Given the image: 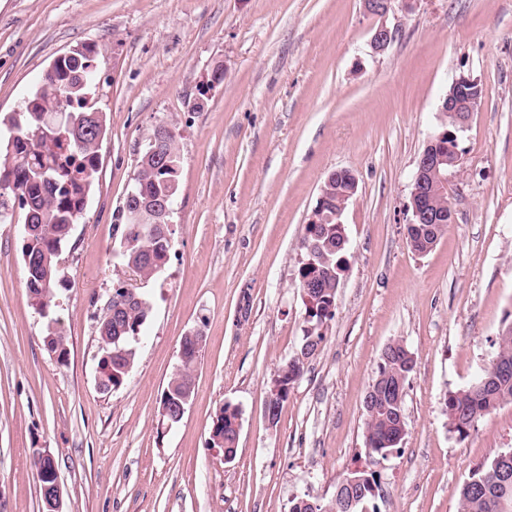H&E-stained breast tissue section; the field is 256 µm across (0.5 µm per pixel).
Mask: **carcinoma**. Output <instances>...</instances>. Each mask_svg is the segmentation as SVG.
<instances>
[{
    "instance_id": "obj_1",
    "label": "carcinoma",
    "mask_w": 512,
    "mask_h": 512,
    "mask_svg": "<svg viewBox=\"0 0 512 512\" xmlns=\"http://www.w3.org/2000/svg\"><path fill=\"white\" fill-rule=\"evenodd\" d=\"M96 80L94 50L77 57H57L44 72L28 104L17 112L0 116V223L12 219L14 208L25 211V223L33 225L29 241L22 247L27 288L38 310L47 309L55 290L64 282L55 253L63 250L73 224L83 216L99 166L100 143L105 133L103 113L88 104L87 91ZM165 130L163 143L144 151L137 160L133 198L126 197L118 209L119 257L143 280L156 278L170 259L171 230L159 223L156 207L175 201L181 156L175 135ZM326 190L325 212L336 213L351 182L331 174ZM339 225H306L302 247L304 259L296 275V288L308 297L307 323L302 343L282 367L276 389L270 390L267 406L271 422L278 420L291 385L317 354L324 340L323 324L333 317L338 269L345 268L344 250L339 248ZM446 228L426 229L411 247L426 250L435 235ZM112 319L96 316L100 343L98 361L102 393L120 388L135 366L137 338L142 336L151 312L150 303L133 288L119 286L112 292ZM184 358L169 378L160 400V422L166 425L185 398L193 396V372L198 358L193 355L190 336L182 338ZM415 361L410 350L398 341L385 347L373 383L381 388L364 405V439L367 468L347 473L356 477L354 486L336 484L329 509L313 496L294 501L291 512H369L368 505L379 495L380 485L369 467L380 464L399 449L405 436L403 406L396 405L389 387L408 383ZM504 402H512V323L498 336V350L490 368L473 385L448 395L445 402L452 430L463 437L486 415ZM240 431L237 408L226 404L216 412L210 442L236 457ZM512 463V450L497 452L475 468L458 489L460 512H512V480L500 478V468Z\"/></svg>"
}]
</instances>
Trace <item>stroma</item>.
Segmentation results:
<instances>
[{
  "mask_svg": "<svg viewBox=\"0 0 512 512\" xmlns=\"http://www.w3.org/2000/svg\"><path fill=\"white\" fill-rule=\"evenodd\" d=\"M396 35L369 41L379 22ZM90 46L89 100L106 134L86 210L65 248L67 283L47 319L25 286L23 210L0 224V512H42L32 449L53 454L62 512H289L329 501L365 463L364 397L384 348L415 368L406 434L378 465V512H458L477 465L512 449V403L467 437L445 399L487 370L512 323V0H392L385 19L362 0H0V114L17 109L63 54ZM224 80L190 105L213 70ZM483 98L459 139L448 199L454 222L428 253L406 240L419 157L459 76ZM182 159L164 271L140 280L117 263V209L155 126ZM358 190L344 211L347 270L317 356L277 424L272 380L300 345L295 286L305 226L327 174ZM152 311L124 384L96 385L95 316L116 283ZM204 342L182 420L159 431L164 387L187 333ZM238 407L237 455L209 445L215 413Z\"/></svg>",
  "mask_w": 512,
  "mask_h": 512,
  "instance_id": "35a3bbf8",
  "label": "stroma"
}]
</instances>
